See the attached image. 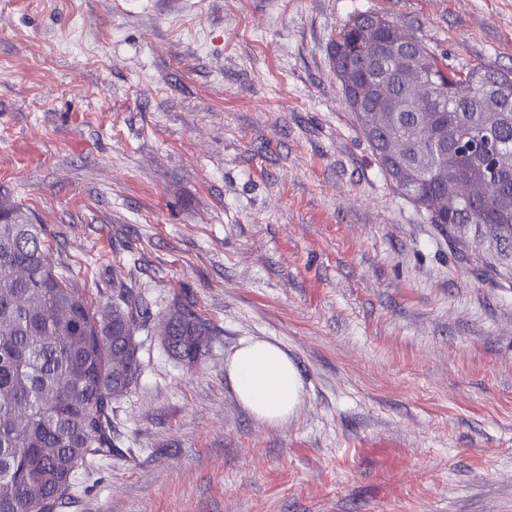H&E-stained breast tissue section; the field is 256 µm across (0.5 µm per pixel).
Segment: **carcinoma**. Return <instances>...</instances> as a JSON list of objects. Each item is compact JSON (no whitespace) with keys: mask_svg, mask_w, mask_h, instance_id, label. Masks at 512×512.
<instances>
[{"mask_svg":"<svg viewBox=\"0 0 512 512\" xmlns=\"http://www.w3.org/2000/svg\"><path fill=\"white\" fill-rule=\"evenodd\" d=\"M331 57L337 80L361 81L353 115L384 174L406 175L397 190L432 224L474 227L486 267L511 278L512 72L450 70L376 14L346 23ZM165 319L167 353L197 363L209 324L179 302ZM150 322L130 288L102 301L70 287L41 225L0 198V512H55L75 472L112 448V401L138 380L136 336Z\"/></svg>","mask_w":512,"mask_h":512,"instance_id":"1","label":"carcinoma"}]
</instances>
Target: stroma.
Masks as SVG:
<instances>
[{"mask_svg":"<svg viewBox=\"0 0 512 512\" xmlns=\"http://www.w3.org/2000/svg\"><path fill=\"white\" fill-rule=\"evenodd\" d=\"M362 13L512 69V0H0V192L71 287L213 329L192 368L139 334L64 512H512V280L356 127L329 47ZM252 340L300 373L288 422L235 394Z\"/></svg>","mask_w":512,"mask_h":512,"instance_id":"1","label":"stroma"}]
</instances>
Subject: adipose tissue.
Here are the masks:
<instances>
[{
    "mask_svg": "<svg viewBox=\"0 0 512 512\" xmlns=\"http://www.w3.org/2000/svg\"><path fill=\"white\" fill-rule=\"evenodd\" d=\"M229 378L243 406L269 424L286 422L303 394L295 365L283 350L266 341L239 347L229 364Z\"/></svg>",
    "mask_w": 512,
    "mask_h": 512,
    "instance_id": "ef3b65f1",
    "label": "adipose tissue"
}]
</instances>
